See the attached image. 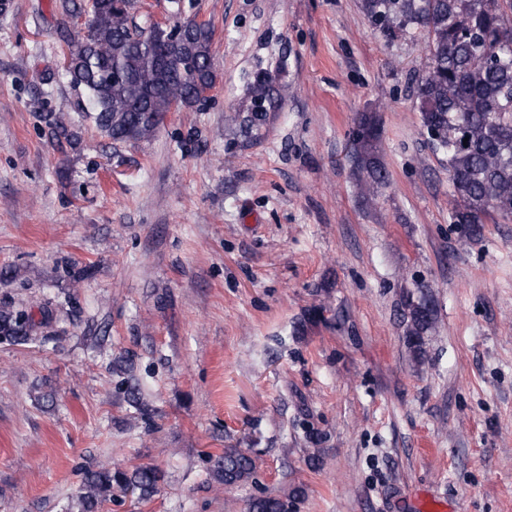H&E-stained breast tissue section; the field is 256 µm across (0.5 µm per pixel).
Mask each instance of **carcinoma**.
<instances>
[{
  "label": "carcinoma",
  "instance_id": "1",
  "mask_svg": "<svg viewBox=\"0 0 512 512\" xmlns=\"http://www.w3.org/2000/svg\"><path fill=\"white\" fill-rule=\"evenodd\" d=\"M89 8L91 34L60 30L64 76L85 100L89 118L116 142L137 143L156 132L174 106L195 105L215 86L213 30L207 22L154 27L144 33L136 21L138 0H60L66 16ZM367 18L385 37L421 30L427 64L413 89L421 126L432 149L448 157L454 206L450 223L480 235L487 219L512 222V0H361ZM250 128L264 125L279 110L284 88L259 73L250 87ZM351 154L357 186L373 196L388 177L375 156L380 130L364 114ZM408 335L421 351L422 336L436 324V310L426 296L407 303ZM23 307L0 306V337L25 342L35 331ZM219 481L232 485L253 477L254 463L238 450L217 460ZM158 473L143 467L130 475L101 467L88 472L76 494L79 512H97L112 498V488L150 495ZM252 512H288V500L263 496Z\"/></svg>",
  "mask_w": 512,
  "mask_h": 512
}]
</instances>
